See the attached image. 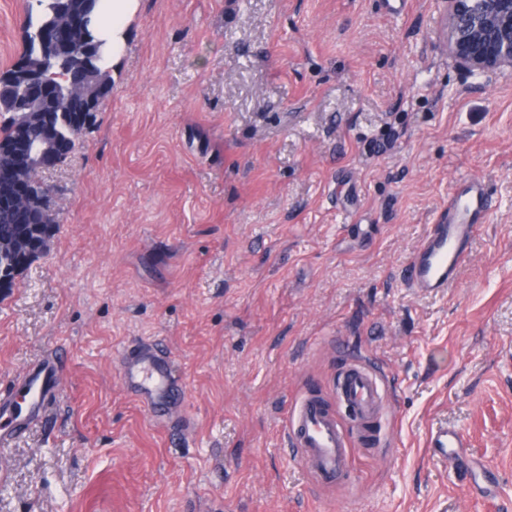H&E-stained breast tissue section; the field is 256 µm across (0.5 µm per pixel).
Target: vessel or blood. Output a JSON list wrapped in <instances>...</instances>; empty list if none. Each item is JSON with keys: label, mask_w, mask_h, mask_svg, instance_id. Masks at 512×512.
Masks as SVG:
<instances>
[{"label": "vessel or blood", "mask_w": 512, "mask_h": 512, "mask_svg": "<svg viewBox=\"0 0 512 512\" xmlns=\"http://www.w3.org/2000/svg\"><path fill=\"white\" fill-rule=\"evenodd\" d=\"M484 183L464 180L449 196L404 271L410 288L420 294H440L453 284L457 271L470 257V244L490 213ZM64 363L49 356L27 366L6 387H0V444L37 424L59 400ZM120 375L127 392L156 421L178 411L180 383L172 363L159 348L142 344L124 350ZM335 405L305 394L292 406L286 422L288 442L298 452L317 483L333 484L352 468L354 440L369 443L381 437L386 388L380 376L363 362H346L336 379ZM432 447L455 461L466 442L451 428L436 431Z\"/></svg>", "instance_id": "1"}]
</instances>
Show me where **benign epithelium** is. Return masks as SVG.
I'll return each instance as SVG.
<instances>
[{
    "label": "benign epithelium",
    "instance_id": "1",
    "mask_svg": "<svg viewBox=\"0 0 512 512\" xmlns=\"http://www.w3.org/2000/svg\"><path fill=\"white\" fill-rule=\"evenodd\" d=\"M70 0H35L34 15L40 27L51 35L38 40L40 65L28 57L19 59L11 73L0 77V112H21L29 108L45 85L46 69L64 65L74 55L93 62L96 69L112 72V45L98 33L96 0H83L84 7L64 8ZM448 52L468 71L492 73L512 67V0H448ZM84 72L66 86H55L52 101L61 111L79 114L84 123L99 95L84 88ZM14 144L0 145L6 160V176L13 187L5 194L15 201H30L44 187L38 174L59 165L67 156L50 114L39 109L29 120L16 124Z\"/></svg>",
    "mask_w": 512,
    "mask_h": 512
}]
</instances>
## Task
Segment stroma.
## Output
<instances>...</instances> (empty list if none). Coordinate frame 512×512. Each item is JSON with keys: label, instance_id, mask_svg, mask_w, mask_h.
Returning a JSON list of instances; mask_svg holds the SVG:
<instances>
[{"label": "stroma", "instance_id": "stroma-1", "mask_svg": "<svg viewBox=\"0 0 512 512\" xmlns=\"http://www.w3.org/2000/svg\"><path fill=\"white\" fill-rule=\"evenodd\" d=\"M29 0H0V73ZM448 0H139L112 87L43 172L47 252L0 292V383L56 353L63 396L0 447V512H512V69L445 46ZM489 220L441 296L400 278L449 192ZM170 355L155 425L120 380ZM380 371L381 445L317 486L285 436L340 366ZM465 436L461 485L428 447ZM120 375L127 392L156 421H162L178 411L180 383L171 360L160 353L156 345H136L122 352Z\"/></svg>", "mask_w": 512, "mask_h": 512}]
</instances>
